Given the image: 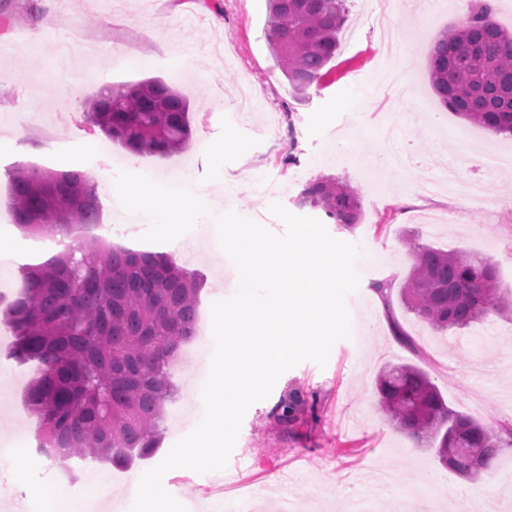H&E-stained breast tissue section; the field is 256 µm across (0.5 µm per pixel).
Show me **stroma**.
Here are the masks:
<instances>
[{"label":"stroma","mask_w":512,"mask_h":512,"mask_svg":"<svg viewBox=\"0 0 512 512\" xmlns=\"http://www.w3.org/2000/svg\"><path fill=\"white\" fill-rule=\"evenodd\" d=\"M348 20L331 72L318 86L297 94L273 58L267 40L266 0H0V138L17 125L28 135L0 151V199L10 198L9 172L26 166L97 176L101 134L85 121L90 88L159 78L190 104L192 139L167 156H132L112 145L121 170L165 184L175 178L208 190L206 202L245 218L263 212L264 225L283 234L268 208L322 220L328 233L357 244L360 283L350 313L351 336L337 341L326 366L305 361L284 372L268 398L245 413L229 462L225 494L208 492L216 472L168 471L165 490L184 507L230 512L238 483L258 485L274 505L293 486L300 512H341L360 499L416 501L420 512H512V448L502 449L479 480L467 481L443 468L432 450L399 432L378 406L377 378L387 366L422 368L452 409L495 426L512 422V315H492L463 330L445 333L406 312L398 296L377 302L373 281L403 282L412 259L401 242L415 233L423 244L490 258L503 291L512 290V170L466 171L453 185L420 196L422 168L439 172L462 150L512 154V138L489 131L444 109L429 84L430 49L444 29L463 23L448 0H400V33L424 32L404 58L419 94L398 107L387 82L374 28L377 0H348ZM149 65H141V58ZM330 176L357 188L358 224L344 226L323 212L297 204L304 184ZM481 184L473 202L468 186ZM100 221L137 248L178 255L177 242L144 243L147 217L118 224L120 206L100 191ZM191 252L201 279L198 317L209 320L215 301L235 291L237 270L229 257L199 236ZM31 235L0 221V293L17 294L27 265L44 262ZM398 321L410 344L393 336ZM212 344L173 368L179 390L165 406L158 450L123 469L92 458L67 465L74 489L104 484L105 496L128 512L136 493L129 481L157 466L189 434L203 414L202 388ZM26 365L0 349V377L7 381L8 420L0 424V477L26 512H42L33 488L56 485L36 448L39 420L24 402ZM26 442L23 478H11L7 448Z\"/></svg>","instance_id":"1"}]
</instances>
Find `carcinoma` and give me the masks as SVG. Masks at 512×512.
I'll return each instance as SVG.
<instances>
[{
    "label": "carcinoma",
    "mask_w": 512,
    "mask_h": 512,
    "mask_svg": "<svg viewBox=\"0 0 512 512\" xmlns=\"http://www.w3.org/2000/svg\"><path fill=\"white\" fill-rule=\"evenodd\" d=\"M267 41L291 87L321 83L339 49L346 0H267ZM494 0H475L467 20L443 31L428 76L442 105L497 135L512 137V32L492 17ZM187 100L160 79L100 92L87 123L129 154L166 156L191 133ZM13 222L26 233L69 235L99 220L96 184L77 171L17 167L11 176ZM337 224L360 217V196L332 178L309 181L297 198ZM413 256L399 288L406 311L434 330L465 329L512 311L493 262L403 237ZM25 289L4 306L13 358L33 361L28 404L40 418L42 450L66 460L88 456L115 467L158 447L163 408L173 399L172 367L194 334L199 279L167 253L135 251L82 239L44 265L28 266ZM378 405L396 429L434 451L455 474L473 480L512 426L493 429L454 411L420 368L382 372Z\"/></svg>",
    "instance_id": "cac0c4a2"
}]
</instances>
